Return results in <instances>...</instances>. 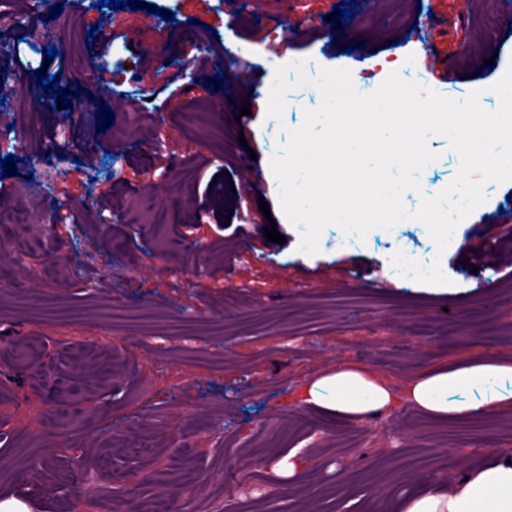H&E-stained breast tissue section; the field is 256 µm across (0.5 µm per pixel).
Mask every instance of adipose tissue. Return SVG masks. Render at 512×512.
Here are the masks:
<instances>
[{
    "label": "adipose tissue",
    "mask_w": 512,
    "mask_h": 512,
    "mask_svg": "<svg viewBox=\"0 0 512 512\" xmlns=\"http://www.w3.org/2000/svg\"><path fill=\"white\" fill-rule=\"evenodd\" d=\"M504 377H512V360L497 352L483 354L429 367L412 381L408 396L427 416L456 422L511 406L512 399L494 386ZM473 385L485 386L484 395L451 399V392ZM395 401L385 384L346 364L316 379L304 397L305 404L324 416L346 423L391 409ZM390 512H512V464L506 457L489 455L484 464L466 469L448 491L431 484L417 486L394 500Z\"/></svg>",
    "instance_id": "ef3b65f1"
}]
</instances>
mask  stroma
Segmentation results:
<instances>
[{"label": "stroma", "instance_id": "1", "mask_svg": "<svg viewBox=\"0 0 512 512\" xmlns=\"http://www.w3.org/2000/svg\"><path fill=\"white\" fill-rule=\"evenodd\" d=\"M179 2L176 20L160 26L151 12L165 0L118 11L46 0L62 6L61 15L40 11L31 23L60 34L63 54L47 58L28 35L0 48V72L11 82L0 138L16 127L28 131L16 164L0 176V237L14 255L20 239L49 232L59 241L58 258L23 255L25 276L0 260V416L13 429L0 452V499H17L29 512H71L72 489L83 478L92 492L82 512H116L99 493L112 478L131 502L163 501L168 512H250L245 484L271 489L282 512H363L370 501L405 493L416 473L454 482L482 460L487 444L512 457V411L448 423L401 402L337 424L348 448L311 441L294 423H322L298 398L346 361L399 389L427 365L492 346L512 357V305L499 300L512 284V237L493 227L512 208V181L485 184V203L445 252L425 225L405 220L362 238L327 226L319 253L310 255L281 209L270 161L322 98L316 88L296 87L281 118L267 113L276 68L295 60L312 77L349 70L364 95L396 73L446 97L480 90L482 106L494 110L500 100L492 87L512 64V33L485 43L487 0L465 12L461 0H356L347 21L332 16L339 0H303L299 14L281 11L278 0H262L257 13L248 0H224L220 10L213 0ZM440 42L463 82L430 78V49ZM223 49L229 61L219 72L214 62ZM168 50L194 71L201 99L162 91L153 71ZM46 71L56 72L59 93L76 96L81 111L59 106V94L36 106L29 88ZM119 97L141 113L140 125L117 120L97 130L99 103ZM245 105L252 116L243 124L237 117ZM61 129L71 132L60 146L67 180L40 195L25 192L38 177L33 160ZM427 143L439 157L421 171L420 191L404 193L412 210L421 195L444 190L460 164L446 138ZM246 179L248 192L231 193ZM146 195L177 242L152 260L137 248L140 225L100 224L92 209L99 202L121 210ZM29 211L61 217L17 223ZM270 219L283 243L267 241ZM483 232L493 249L474 272L463 261ZM194 242L207 252L192 251ZM398 252L425 267L440 263L449 284L401 276L391 263ZM75 268L81 277L72 276ZM220 422L226 430L217 448L212 433ZM58 431L67 433L68 448L43 456L44 438ZM291 451L310 462L294 487L268 466ZM73 456L87 460L84 473L72 470ZM116 457L136 465L113 469Z\"/></svg>", "mask_w": 512, "mask_h": 512}]
</instances>
